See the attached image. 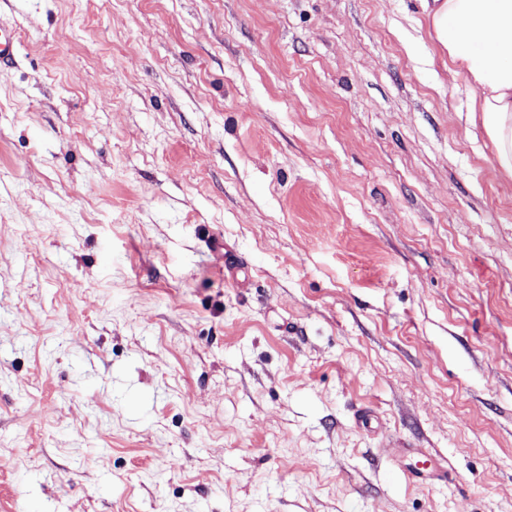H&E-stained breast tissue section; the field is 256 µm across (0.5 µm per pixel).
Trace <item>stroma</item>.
Segmentation results:
<instances>
[{"label": "stroma", "instance_id": "obj_1", "mask_svg": "<svg viewBox=\"0 0 512 512\" xmlns=\"http://www.w3.org/2000/svg\"><path fill=\"white\" fill-rule=\"evenodd\" d=\"M0 26V512H512V178L422 0Z\"/></svg>", "mask_w": 512, "mask_h": 512}]
</instances>
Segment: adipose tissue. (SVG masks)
<instances>
[{"mask_svg":"<svg viewBox=\"0 0 512 512\" xmlns=\"http://www.w3.org/2000/svg\"><path fill=\"white\" fill-rule=\"evenodd\" d=\"M424 9L440 50L477 89L470 117L512 177V0H425Z\"/></svg>","mask_w":512,"mask_h":512,"instance_id":"adipose-tissue-1","label":"adipose tissue"}]
</instances>
